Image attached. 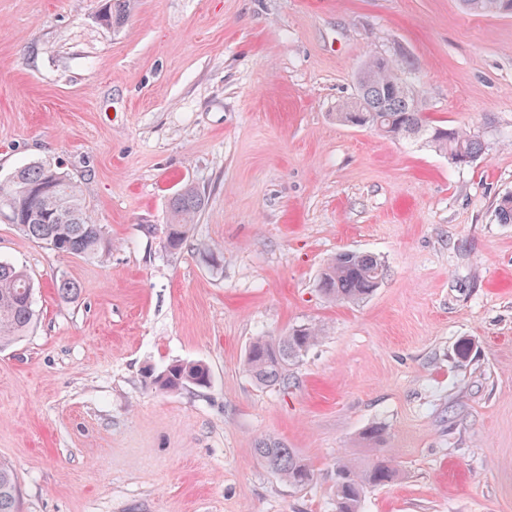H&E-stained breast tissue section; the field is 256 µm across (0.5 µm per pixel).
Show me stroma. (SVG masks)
<instances>
[{"label": "stroma", "instance_id": "stroma-1", "mask_svg": "<svg viewBox=\"0 0 512 512\" xmlns=\"http://www.w3.org/2000/svg\"><path fill=\"white\" fill-rule=\"evenodd\" d=\"M0 0V183L60 167L112 243L60 255L0 218L36 318L0 347V463L19 512H334L341 459L398 466L363 512H512V16L459 0ZM402 62L436 124L480 137L446 154L336 121L370 54ZM205 198L165 248L168 203ZM367 252L387 276L357 304L321 269ZM79 287L62 300L60 280ZM322 332L288 389L258 386L259 336ZM473 350L460 361L456 346ZM208 366L165 391L147 371ZM293 448L294 487L254 452ZM135 0H106L100 9L99 21L107 27H115L125 20ZM254 450L265 466L288 484L305 486L313 482L315 474L311 466L294 449L287 448L277 439H262Z\"/></svg>", "mask_w": 512, "mask_h": 512}]
</instances>
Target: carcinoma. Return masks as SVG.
Returning <instances> with one entry per match:
<instances>
[{"instance_id": "obj_1", "label": "carcinoma", "mask_w": 512, "mask_h": 512, "mask_svg": "<svg viewBox=\"0 0 512 512\" xmlns=\"http://www.w3.org/2000/svg\"><path fill=\"white\" fill-rule=\"evenodd\" d=\"M512 0H460L465 12L504 16L505 2ZM135 0H105L98 18L107 27L125 20ZM357 93L342 103L336 121L351 127H380L393 139H405L435 148L448 157L464 156L473 162L484 153L480 139L461 129L435 124L422 112L417 85L401 63L382 55H371L357 74ZM25 190L18 203L14 225L27 237L51 246L65 255L102 257L111 243L102 226L87 211L83 197L67 176L45 164L17 170L10 183L0 185V209L13 199L12 190ZM204 197L186 185L170 200L171 220L166 225L165 247L178 250L187 238L188 227L202 210ZM501 224H512V194L496 205ZM385 277V267L368 253L342 251L322 269L320 291L337 303H357L369 298ZM34 287L28 273L12 263L0 261V345L25 334L35 317ZM320 339V330L301 325L285 336L255 339L246 356L247 371L260 386L288 387L290 366L299 362ZM151 383L163 390L187 385L206 387L208 368L198 362L176 361L149 375ZM256 454L273 473L294 486L314 480L311 466L292 448L265 438L257 443ZM399 469L385 455L365 456L357 461L341 460L334 473L336 512H362L366 491L396 480ZM18 487L12 469L0 463V512H17Z\"/></svg>"}]
</instances>
